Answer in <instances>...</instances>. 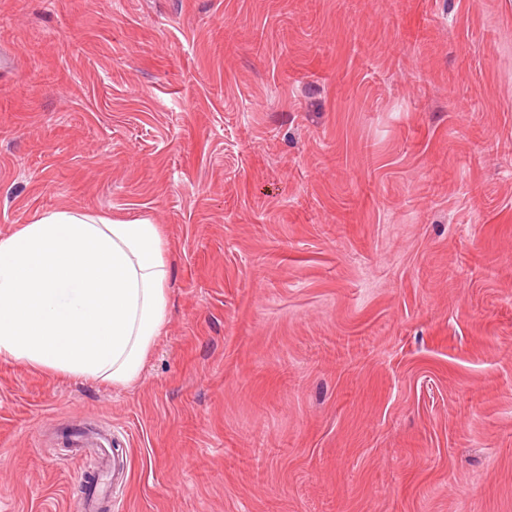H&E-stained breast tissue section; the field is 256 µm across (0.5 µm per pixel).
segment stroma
<instances>
[{"mask_svg":"<svg viewBox=\"0 0 512 512\" xmlns=\"http://www.w3.org/2000/svg\"><path fill=\"white\" fill-rule=\"evenodd\" d=\"M157 224L124 386L0 359V512H512V0H0V237Z\"/></svg>","mask_w":512,"mask_h":512,"instance_id":"stroma-1","label":"stroma"}]
</instances>
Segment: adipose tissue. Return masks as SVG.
I'll use <instances>...</instances> for the list:
<instances>
[{
	"mask_svg": "<svg viewBox=\"0 0 512 512\" xmlns=\"http://www.w3.org/2000/svg\"><path fill=\"white\" fill-rule=\"evenodd\" d=\"M158 225L62 208L0 238V359L124 386L167 319Z\"/></svg>",
	"mask_w": 512,
	"mask_h": 512,
	"instance_id": "obj_1",
	"label": "adipose tissue"
}]
</instances>
